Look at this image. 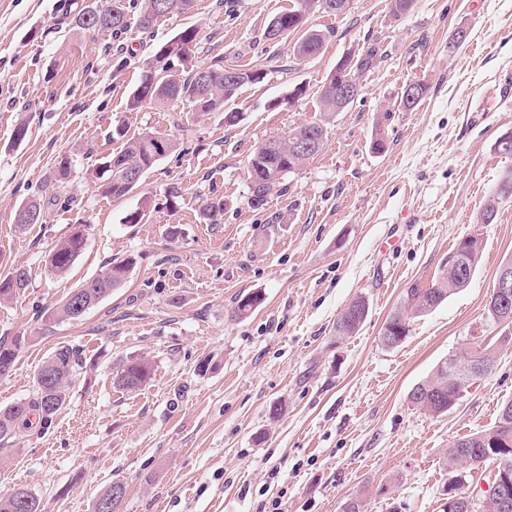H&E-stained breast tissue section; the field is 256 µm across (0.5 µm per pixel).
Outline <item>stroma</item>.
<instances>
[{"instance_id": "1", "label": "stroma", "mask_w": 512, "mask_h": 512, "mask_svg": "<svg viewBox=\"0 0 512 512\" xmlns=\"http://www.w3.org/2000/svg\"><path fill=\"white\" fill-rule=\"evenodd\" d=\"M295 0H195L186 14L138 24L142 0H125L119 35L72 25L69 0H0V272L26 267L29 280L0 305V339L21 336L13 370L0 377V408L29 400L44 361L65 344L83 360L65 408L0 447V492L25 488L46 512H93L113 481L119 512H443L453 477L450 441L494 426L512 400V323L486 305L500 266L512 259V196L492 223L485 205L512 156L497 139L512 130V0H415L394 17L389 0H347L317 10L307 26L328 37L314 58L293 56V38L264 31ZM197 31L191 62L214 59L260 71L225 112L142 104L130 97L158 45ZM468 31L453 46L456 28ZM382 57L360 77L357 98L336 113L322 150L253 206L248 160L256 145L286 138L318 116V97L341 58L371 45ZM428 85L413 111L397 109L402 87ZM301 96H294L295 88ZM28 134L15 143L14 129ZM177 138L126 197H104L103 157L123 148L118 125ZM385 148L373 149L376 140ZM73 162L68 179L56 170ZM225 202L220 223L202 216ZM30 200L44 223L19 230ZM148 204V223L125 217ZM86 246L64 275L46 265L74 225ZM481 240L467 288L408 318L396 348L381 330L408 288H426L456 243ZM133 258L126 284L76 320L53 312L110 260ZM257 291L246 318L232 311ZM365 298L362 329L339 338L333 325ZM481 342L494 366L448 413L416 406L413 389L450 354ZM149 359L150 384L118 390L120 360ZM282 407L271 418V404Z\"/></svg>"}]
</instances>
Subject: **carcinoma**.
<instances>
[{
    "label": "carcinoma",
    "instance_id": "1",
    "mask_svg": "<svg viewBox=\"0 0 512 512\" xmlns=\"http://www.w3.org/2000/svg\"><path fill=\"white\" fill-rule=\"evenodd\" d=\"M157 2L158 0H144L139 14L141 28H151L161 17L157 11ZM314 6L321 7L320 0H297L293 8L273 18V23L285 28L286 34L298 35L293 46V56L300 60L315 56L325 39L322 32L305 28L306 14ZM92 9L93 6L83 2L76 4L73 24L82 30L110 31L116 34L127 28L124 0H112L111 8L99 12L98 22L90 25L87 23V15ZM196 36L195 29L186 28L158 47L153 65L156 73L162 72L164 76L154 81L150 75H142L140 84L132 93L131 109L134 110L146 102L159 105L180 102L192 106L197 112H221L224 105L237 97L244 86L257 82L259 74L226 66L221 58L214 60L208 67L192 70L184 77L171 73L173 60L189 59ZM377 60L378 48L370 47L364 55L356 59L350 57L343 60L340 70L357 85L359 75L373 67ZM204 71L210 74L212 84L207 93L201 95L198 86ZM335 80L336 77H331L319 96V111L323 112V117L298 127L285 139H268L254 148L249 160L251 204H264L269 193L282 185L287 175L300 169L321 151L318 147L308 153L299 152L292 143L294 138L309 133L315 134L319 141H324L326 121L341 111L336 104V95L327 90V87L335 85ZM116 134L126 138L124 148L109 157L96 172V176L102 180V193L121 198L129 194V190L121 185L127 170L136 169L146 173L158 161L176 151L178 143L171 137L151 131H143L128 138L127 131L120 127L116 129ZM509 195L512 196V170L503 174L496 193L489 199L483 213L485 223L489 224L494 220L497 199ZM85 245V228L73 229L67 238L56 243L48 253L52 257V270L58 273L67 271L82 254ZM481 258L482 244L477 238L461 239L444 259L441 273L431 287L422 290L410 289L408 300L413 314L427 313L445 302L455 291L467 287L469 282L457 277V266L465 264L474 271ZM132 264L130 259L108 261L101 273L66 295L56 308L54 316L62 320L80 318L89 308L126 283ZM27 282L28 274L23 267L1 272L0 304L9 302L17 292L26 287ZM261 301L262 296L259 293L246 294L236 302L233 314L240 318L247 317ZM487 311L495 320H512V300L504 307L498 297L492 294ZM367 313L368 307L364 299L356 298L349 302L336 318V336L342 338L356 335ZM407 333L406 316L396 313L387 320L382 336L402 340ZM23 345L24 339L20 336L9 342L0 340V375L9 372L14 366ZM492 363V358L484 357L471 349H464L443 361L428 380L415 388L419 397L413 399V402L430 414H445L456 405L457 392L466 388L465 381L456 377L451 368L475 365L480 367V374L484 375L490 371ZM81 367L82 357L77 347L66 344L58 348L36 375L37 391L34 397L0 410V441L20 437L32 425L33 417L45 426L50 424L53 417L65 407L74 373ZM152 378V364L146 359L132 357L116 366L113 384L120 390L133 392L145 387ZM502 441L512 444V400L501 405L497 422L492 428L453 440L444 456L446 466L454 472L467 474L477 468L487 454L492 453L501 456L507 468L512 470V447H497ZM462 488L463 482L460 480L447 488L448 499L453 504L444 512H489L484 503L478 504L465 499ZM0 512H45V508L36 495L23 488H16L0 493Z\"/></svg>",
    "mask_w": 512,
    "mask_h": 512
}]
</instances>
